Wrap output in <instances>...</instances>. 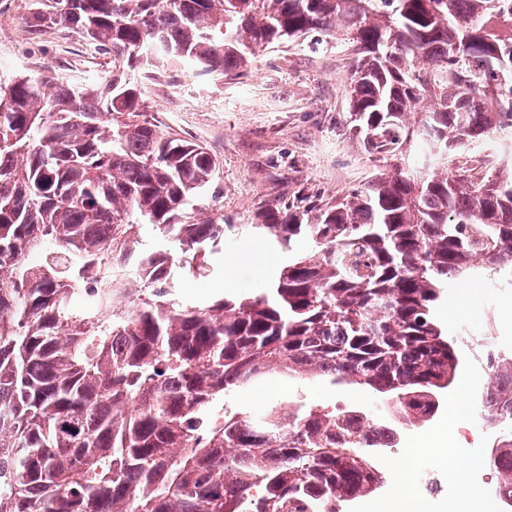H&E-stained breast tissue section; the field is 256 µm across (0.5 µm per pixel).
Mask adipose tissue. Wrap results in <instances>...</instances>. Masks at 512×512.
<instances>
[{
    "instance_id": "1",
    "label": "adipose tissue",
    "mask_w": 512,
    "mask_h": 512,
    "mask_svg": "<svg viewBox=\"0 0 512 512\" xmlns=\"http://www.w3.org/2000/svg\"><path fill=\"white\" fill-rule=\"evenodd\" d=\"M420 447L427 453L437 456L439 462L447 466L456 480L457 493L449 499L447 512H487L489 501L485 491L469 476L474 461L467 451L446 447L442 434L438 432L422 439Z\"/></svg>"
}]
</instances>
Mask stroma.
<instances>
[{
    "label": "stroma",
    "instance_id": "obj_1",
    "mask_svg": "<svg viewBox=\"0 0 512 512\" xmlns=\"http://www.w3.org/2000/svg\"><path fill=\"white\" fill-rule=\"evenodd\" d=\"M35 0H0V79L18 74L52 73L78 86H101L112 78V57L72 29L55 27L33 33L29 21ZM353 57L335 35L312 32L256 53L247 68L222 75H201L188 63L174 62L150 70L127 71L142 91L151 119L163 130L206 147L220 162L214 189L219 196L215 218L221 224H250L268 208L301 209L363 186L379 170L402 164V157L364 152L350 119L347 77ZM512 157V134H491L485 146H466L448 158L449 169L489 164ZM217 272L188 277L186 297L215 298L260 287L287 263V254L270 250L260 238H242L218 246L212 257ZM438 317L458 340L465 360L463 375L473 380L470 397L478 399L492 373L490 356L512 353V278L485 274L481 285L453 284ZM472 331L481 349L464 340ZM275 402L344 410L355 404L383 408L384 402L350 382L287 378L268 374L239 388L230 409L259 413ZM448 445L481 458L480 469L492 490L493 470L485 460L490 429L449 424L440 412L420 427L408 428L416 441L440 427ZM414 470L430 479V512H444L456 492L447 467L434 457L416 454Z\"/></svg>",
    "mask_w": 512,
    "mask_h": 512
}]
</instances>
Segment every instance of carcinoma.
Listing matches in <instances>:
<instances>
[{"label":"carcinoma","mask_w":512,"mask_h":512,"mask_svg":"<svg viewBox=\"0 0 512 512\" xmlns=\"http://www.w3.org/2000/svg\"><path fill=\"white\" fill-rule=\"evenodd\" d=\"M123 68H245L320 30L354 55L355 134L415 152L358 190L250 228L293 255L269 283L182 296L235 224L211 207L219 162L148 119L125 73L99 87L0 83V512H344L388 478L372 448L440 412L462 358L435 310L479 266L512 274V165L438 173L512 127V0H43ZM433 101L417 127L407 116ZM155 226L171 247L139 239ZM303 241L307 252L294 254ZM45 254L33 265L28 256ZM480 414L496 493L512 498V357ZM271 371L346 379L366 409L225 399Z\"/></svg>","instance_id":"obj_1"}]
</instances>
